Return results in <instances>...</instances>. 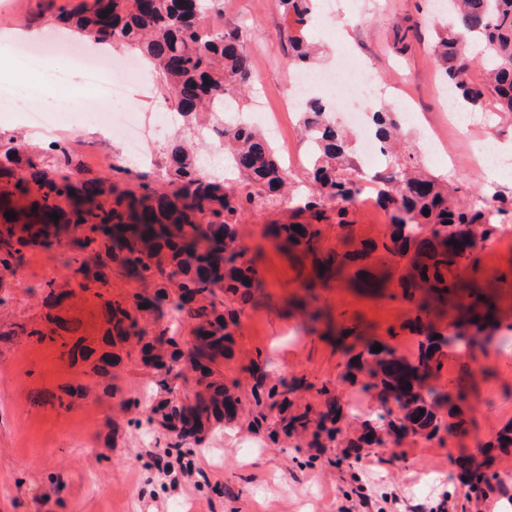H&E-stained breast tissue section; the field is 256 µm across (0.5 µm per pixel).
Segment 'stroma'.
I'll return each mask as SVG.
<instances>
[{"label":"stroma","mask_w":512,"mask_h":512,"mask_svg":"<svg viewBox=\"0 0 512 512\" xmlns=\"http://www.w3.org/2000/svg\"><path fill=\"white\" fill-rule=\"evenodd\" d=\"M75 0H0V42L13 32L40 26L54 31L55 11ZM225 26L239 28L257 75L255 93L243 96L240 109L253 111L256 98L269 110L282 109L292 71V49L276 27L282 21L281 0H223ZM436 0H375L366 21L350 25L351 0H335L329 14L332 28L306 27L307 36L324 50V66H333L341 49L376 77L368 103H376L401 83L406 111L419 115L421 125H406L404 154L422 170L448 177L464 194L494 199L504 210L500 220L512 225V176L484 174L472 164L469 146L484 136L512 150V115L488 112L477 126L453 132L448 108L438 94L443 74L433 56L435 31L421 18L434 14ZM0 83L16 93L34 92L35 108L55 113L58 126L48 132L29 126L21 111L0 112V137L18 138L37 152L52 154L63 143L87 177L126 184L133 172L155 175L165 164L171 136L149 143L140 160L125 157L120 134L112 133L105 117L110 100L86 107V87L78 73L61 88L34 72L0 67ZM433 126L445 136L456 164L448 166L424 148L420 128ZM123 160L124 171L107 169L108 159ZM377 182L365 185V203L350 207L353 237L376 240L385 234L388 213L377 202ZM285 210L257 203L238 218L240 241L261 284L240 315L234 332V356L217 370L225 386L245 401L234 419L215 424L193 445L197 472L191 482L164 486L158 458L166 442L158 434H142L135 420H146L160 399L155 371L145 366L136 342L126 343L111 378L91 374L84 364H71L58 344L18 335L0 340V512H343L358 488H365L383 512H428L447 499L449 512H512V451L496 454L492 469L504 484L488 500L465 498L458 461L475 453L481 440L512 421V352L489 344L480 361L472 357L444 361L433 387L469 392L472 423L454 436L434 439L414 435L405 445L368 451V462H354L348 443L358 435L354 408L377 405L364 387V375L345 378L346 348L357 336L396 349L415 360L418 336L403 332L416 316L401 300L397 286L402 263L375 253L369 271L385 284L371 293L349 281L313 288L312 307L323 318L310 328L305 314L292 307L301 284L311 281L309 260H296L263 234L265 225L283 219ZM64 249H28L18 267L10 297L0 304V326L38 319L42 296L33 285L55 279L69 291L62 313L72 319L86 344L99 346L102 313L97 298L71 290ZM469 293H495L503 324L512 325V248L489 239L473 252L463 271ZM396 335H389V328ZM286 382L296 388L294 412L318 417L331 403L344 414L339 443L317 447L311 431L270 440L251 425L255 407L247 397L255 383ZM80 387L70 409L59 408L55 396L65 386Z\"/></svg>","instance_id":"35a3bbf8"}]
</instances>
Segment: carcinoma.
I'll use <instances>...</instances> for the list:
<instances>
[{
    "instance_id": "cac0c4a2",
    "label": "carcinoma",
    "mask_w": 512,
    "mask_h": 512,
    "mask_svg": "<svg viewBox=\"0 0 512 512\" xmlns=\"http://www.w3.org/2000/svg\"><path fill=\"white\" fill-rule=\"evenodd\" d=\"M180 0H160L151 13L141 10L139 0H81L80 4L56 15V20L76 29L100 44L121 43L139 52L153 65L162 86L180 102L179 118L201 133L207 128L222 137L224 159L242 177V186L224 188L222 181L206 175L201 157L193 147L176 143L170 151L169 169L161 186L136 175L138 188L109 184L89 177L74 182L81 173L70 166L67 149H60L64 163L33 159L28 147L10 138L0 142V176L14 175L13 166L27 165L28 177H20L14 190L0 186V209L15 218L0 223V292L12 288L25 252L39 243L50 247L60 242L62 232L73 236L66 243L67 264L75 284L93 294L101 303L107 326L105 343L116 347L131 337L141 344L142 362L163 371L158 389L172 393L173 382L188 379L187 371H201L204 393L193 405L160 401L153 409L156 431L169 440V447L184 454L188 439L197 437L205 424L234 416L242 403L224 383L212 379L213 366L233 357L234 340L230 327L250 303L258 286L253 266L245 259L239 241L236 217L257 201L275 200L288 185L290 176L277 158L268 139L244 120L224 121L219 108L224 99L238 96L255 79L252 60L243 50L236 29L212 35L200 20L218 14L217 0H199V9L185 21L179 14ZM316 0H283L284 16L305 25ZM112 21L102 18V12ZM450 20L438 36L433 55L442 68L447 86L463 105L484 106L485 92L493 95L496 112H512V0H449ZM293 46V67L307 69L318 60L320 48L303 36H288ZM481 66V84L469 79L471 67ZM305 138L310 146L309 177L317 194L307 199L289 223L268 224L265 235L290 251L312 258L316 277L353 272L364 288L380 283L366 274L367 261L378 251L407 259V268L398 280L401 299L415 302L416 318L407 326L421 337L415 362L406 364L393 350L372 351L368 343L349 354L347 376L364 368L368 381L364 388L375 391L382 413L378 421H362L358 437L349 447L383 445L395 441L404 429L433 439L440 435L444 415L456 418V427L467 422L459 392L436 393L427 379L436 375L443 349L480 347L512 333V325L502 326L489 297L459 303L461 318L448 325V334H439L425 319L428 304L416 299L417 289L426 288L442 302L458 297L459 270L470 257L466 242L470 236L490 237L496 229L489 202L454 204L448 185L438 177L423 176L391 157L392 174L377 190L378 202L391 209L387 232L379 240L362 241L344 251L321 248L322 229L327 219L324 201L336 202V226L348 238L352 224L349 206L360 193V170L352 157L350 133L336 126L329 108L317 99L306 101L300 113ZM376 136L385 143L398 134L402 116L394 109L380 107L372 115ZM56 213L59 220L50 215ZM301 227V232L293 226ZM457 245L450 244V241ZM96 256L95 268L83 258ZM124 273L135 283L150 285L154 292L134 291L121 299L112 298V271ZM47 312L44 327L26 321L15 323L0 337L23 334L38 341L48 339L60 345L62 354L73 362L86 363L94 351L76 336L69 321L53 312L67 293L57 291L55 281L39 285ZM147 307H141V304ZM155 313L160 321H175L171 335L144 320ZM190 325L191 339L181 342L180 326ZM121 360L107 351L93 363V374L110 373ZM294 389L279 383L269 388L256 384L251 392L255 406L278 409L279 428L288 435L310 423L308 414H294ZM340 411L332 409L315 421L313 436L338 440ZM512 448V423L504 425L478 448L482 460L470 456L462 469L467 483L492 491L502 483L488 471L491 453Z\"/></svg>"
}]
</instances>
